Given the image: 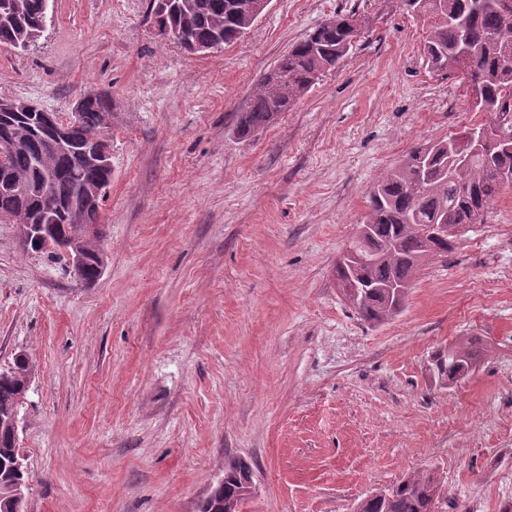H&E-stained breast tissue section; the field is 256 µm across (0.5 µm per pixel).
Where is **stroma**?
<instances>
[{
  "mask_svg": "<svg viewBox=\"0 0 512 512\" xmlns=\"http://www.w3.org/2000/svg\"><path fill=\"white\" fill-rule=\"evenodd\" d=\"M349 12L346 57L240 137L257 80ZM425 35L401 0H270L243 38L189 54L149 0H49L33 46L0 47L1 96L65 114L98 89L113 111L98 282L0 223V367L34 366L23 512H197L232 458L247 512H352L428 467L448 512H512V188L389 321L333 280L379 176L484 119ZM471 336L475 372L440 385L433 355Z\"/></svg>",
  "mask_w": 512,
  "mask_h": 512,
  "instance_id": "stroma-1",
  "label": "stroma"
}]
</instances>
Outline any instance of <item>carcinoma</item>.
<instances>
[{"label":"carcinoma","mask_w":512,"mask_h":512,"mask_svg":"<svg viewBox=\"0 0 512 512\" xmlns=\"http://www.w3.org/2000/svg\"><path fill=\"white\" fill-rule=\"evenodd\" d=\"M512 0H402L403 7L423 19L427 31L423 54L436 72L469 73L481 85L483 108L489 124L512 135V67L501 65L512 56V22L503 21L505 3ZM248 0H170L163 24L171 40L184 47H222L238 40L251 28ZM48 0H0V43L16 48L29 46V32L46 23ZM360 21L354 13H337L296 42L281 56L274 69L263 74L244 107L237 112L236 131L250 136L268 127L282 112L334 68L349 52L358 35ZM112 110V99L101 93L84 108L77 136L88 141L97 136L100 115ZM476 132L461 134L413 147L404 155L403 166L385 172L369 195L366 224L368 241H351L356 259L336 261L337 285L355 287L350 308L369 324L394 317L404 304L402 291L412 288L424 265L419 256L427 251L446 256L456 248L453 241H430V224H481L485 213L506 187L500 171L512 169V153L483 154L472 151ZM55 172L52 194L70 200L82 180L99 179L104 186L112 173L96 172L87 165L83 152L37 150L29 146L10 156L0 166V184L25 190L32 198L41 192V178ZM19 199L0 192V222L17 215ZM456 354L439 351L433 357L438 381H458L468 375L483 354L480 340L466 337L454 344ZM29 360L15 356L10 368L0 374V488L15 481L9 468L18 443L3 422L12 412L16 395L26 382ZM249 466L232 460L224 467V499L203 502L198 512H214L222 502L245 512L244 494ZM353 512H448V488L442 475L422 469L392 486L358 501Z\"/></svg>","instance_id":"1"}]
</instances>
